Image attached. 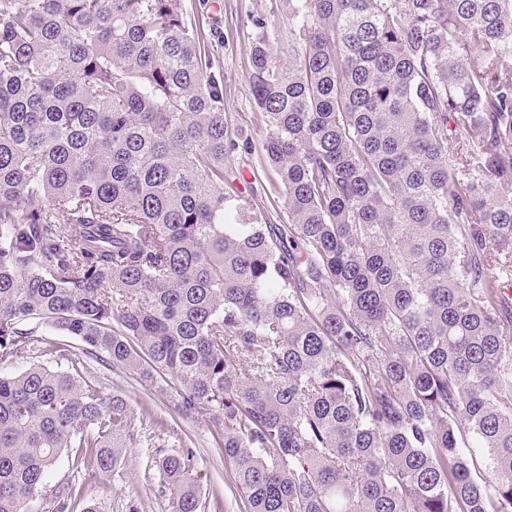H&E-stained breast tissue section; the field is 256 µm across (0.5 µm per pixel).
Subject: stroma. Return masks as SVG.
I'll return each instance as SVG.
<instances>
[{
  "label": "stroma",
  "mask_w": 512,
  "mask_h": 512,
  "mask_svg": "<svg viewBox=\"0 0 512 512\" xmlns=\"http://www.w3.org/2000/svg\"><path fill=\"white\" fill-rule=\"evenodd\" d=\"M183 5L189 15L204 14L219 27L221 35L210 41L209 53L224 70V110L234 123L245 129L249 138L261 140L266 130L254 119L257 106L247 75L246 48L255 34L253 18H264L278 61L288 63V53L281 48L288 35V0H183ZM224 168L235 176L246 208L257 214L273 210L274 203L263 190L268 179L254 155L237 152ZM39 333L46 356L38 358L22 352L13 364L0 368V373L20 372L36 362L53 368L58 363L56 349L64 348L76 354L83 349L82 342L75 337L46 327L40 328ZM86 367L88 376L98 383L104 395L119 393L129 400L134 409L131 430L135 436L162 434L169 445L184 442L193 450V475L204 493L203 512H235V491L224 461L221 426L205 418L182 415L164 381L145 382L136 374L115 371L92 360L87 361ZM152 455V449L135 446L127 450L119 468L101 473L83 465L75 466L74 454L68 449L47 483L75 484L78 493L68 512H83L90 499L102 502L105 512H125L127 503L133 499L141 504L143 512H171L169 496L161 490L159 473L149 465Z\"/></svg>",
  "instance_id": "stroma-1"
}]
</instances>
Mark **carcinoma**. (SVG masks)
Returning a JSON list of instances; mask_svg holds the SVG:
<instances>
[{"label":"carcinoma","mask_w":512,"mask_h":512,"mask_svg":"<svg viewBox=\"0 0 512 512\" xmlns=\"http://www.w3.org/2000/svg\"><path fill=\"white\" fill-rule=\"evenodd\" d=\"M290 2L288 66L261 20L247 47L255 143L182 0H0V367L45 325L166 379L238 512H512V0ZM240 149L288 223L241 204ZM59 358L0 375V512L136 444Z\"/></svg>","instance_id":"cac0c4a2"}]
</instances>
